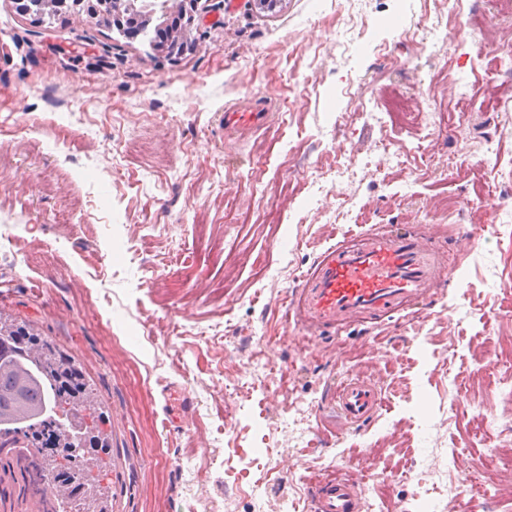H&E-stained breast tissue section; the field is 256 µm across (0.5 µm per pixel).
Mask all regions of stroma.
<instances>
[{
    "label": "stroma",
    "instance_id": "stroma-1",
    "mask_svg": "<svg viewBox=\"0 0 512 512\" xmlns=\"http://www.w3.org/2000/svg\"><path fill=\"white\" fill-rule=\"evenodd\" d=\"M447 15L445 0H199L191 46L172 56L0 0V315L93 384L112 512H273L308 496L317 467L355 470L369 445L381 472L423 477L397 482L385 512H512V483L492 505L448 495L480 452L474 414L501 409L474 365L485 342L512 348V222L448 201L512 170V101L485 116L478 47L447 40ZM452 70L474 86L470 136L412 118L340 136L392 91L448 108ZM250 98L270 102L267 127L225 136V107ZM385 137L407 165L382 162ZM245 206L247 223H231ZM423 225L446 284L413 313L323 333L290 314L326 248ZM472 226L475 251L459 243ZM259 256L273 277L257 280ZM263 363L264 400L236 410L225 385ZM355 375L385 390L359 428L322 410Z\"/></svg>",
    "mask_w": 512,
    "mask_h": 512
}]
</instances>
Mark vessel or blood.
I'll return each instance as SVG.
<instances>
[{
  "mask_svg": "<svg viewBox=\"0 0 512 512\" xmlns=\"http://www.w3.org/2000/svg\"><path fill=\"white\" fill-rule=\"evenodd\" d=\"M264 100L224 109L225 132L262 129L269 118ZM445 270L441 254L416 234L372 231L348 235L325 249L290 298L298 317L316 329L354 320H378L425 299ZM382 405L378 389L350 380L334 390L328 409L348 425L361 426ZM312 512H359L358 487L336 481L313 486Z\"/></svg>",
  "mask_w": 512,
  "mask_h": 512,
  "instance_id": "vessel-or-blood-1",
  "label": "vessel or blood"
}]
</instances>
